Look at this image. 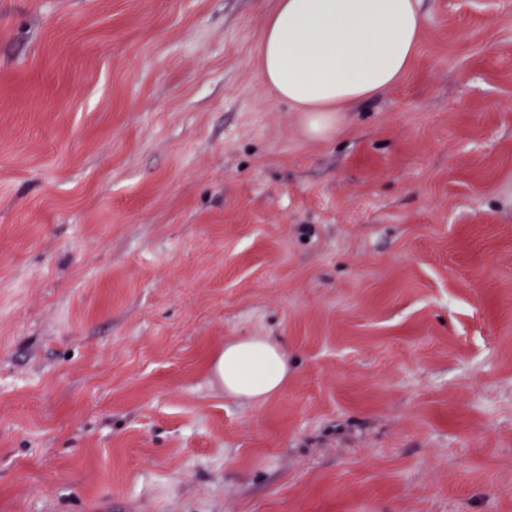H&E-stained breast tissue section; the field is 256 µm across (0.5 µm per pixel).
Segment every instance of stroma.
<instances>
[{
  "label": "stroma",
  "instance_id": "35a3bbf8",
  "mask_svg": "<svg viewBox=\"0 0 512 512\" xmlns=\"http://www.w3.org/2000/svg\"><path fill=\"white\" fill-rule=\"evenodd\" d=\"M273 5L0 0V512H512V0L327 140ZM217 372L225 394L265 402L288 380V361L270 338L249 337L224 343Z\"/></svg>",
  "mask_w": 512,
  "mask_h": 512
}]
</instances>
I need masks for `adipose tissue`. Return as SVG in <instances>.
I'll list each match as a JSON object with an SVG mask.
<instances>
[{
    "label": "adipose tissue",
    "mask_w": 512,
    "mask_h": 512,
    "mask_svg": "<svg viewBox=\"0 0 512 512\" xmlns=\"http://www.w3.org/2000/svg\"><path fill=\"white\" fill-rule=\"evenodd\" d=\"M427 18L421 0H275L259 40L262 86L301 113L307 134L338 133L347 113L384 96L411 70ZM225 394L264 402L288 380L271 339L225 342L217 362Z\"/></svg>",
    "instance_id": "ef3b65f1"
}]
</instances>
